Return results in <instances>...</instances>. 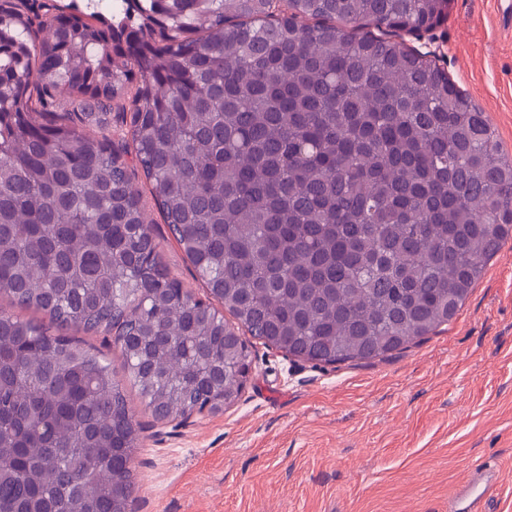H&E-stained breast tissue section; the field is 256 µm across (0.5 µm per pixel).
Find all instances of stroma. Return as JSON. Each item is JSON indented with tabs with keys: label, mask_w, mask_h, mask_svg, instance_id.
<instances>
[{
	"label": "stroma",
	"mask_w": 512,
	"mask_h": 512,
	"mask_svg": "<svg viewBox=\"0 0 512 512\" xmlns=\"http://www.w3.org/2000/svg\"><path fill=\"white\" fill-rule=\"evenodd\" d=\"M398 39L430 53L512 155V0H449L432 32ZM143 200L170 276L204 297ZM250 350L247 385L219 415L164 425L128 389L142 427L132 512H448L473 465L500 471L498 512H512V244L449 326L388 360L315 367Z\"/></svg>",
	"instance_id": "35a3bbf8"
}]
</instances>
